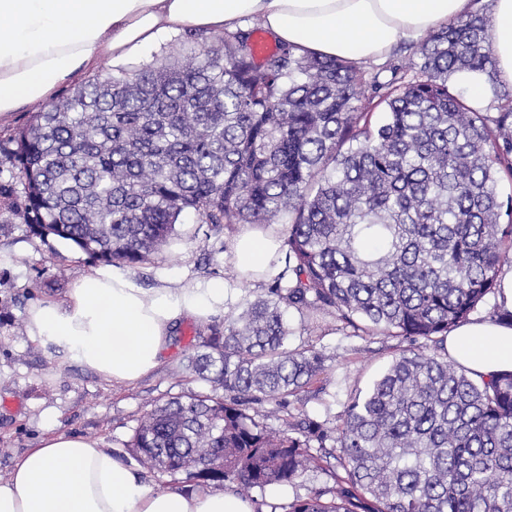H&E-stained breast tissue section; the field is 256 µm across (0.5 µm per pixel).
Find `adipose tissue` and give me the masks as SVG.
I'll return each instance as SVG.
<instances>
[{
	"label": "adipose tissue",
	"mask_w": 512,
	"mask_h": 512,
	"mask_svg": "<svg viewBox=\"0 0 512 512\" xmlns=\"http://www.w3.org/2000/svg\"><path fill=\"white\" fill-rule=\"evenodd\" d=\"M473 0H0V119L67 87L102 60L141 61L172 35L218 37L260 20L299 55L364 64L386 60L400 45L473 12ZM489 48L501 79L512 85V0H493ZM280 246L243 231L232 265L260 280ZM223 282L205 287H139L121 267L75 280L64 301L39 302L27 333L48 338L81 365L117 384L156 369L171 332L187 316L224 307ZM449 356L474 378L512 371V323L461 324L448 335ZM0 512H255L233 492L156 491L100 440L50 433L0 479Z\"/></svg>",
	"instance_id": "1"
}]
</instances>
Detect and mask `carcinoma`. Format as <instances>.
Segmentation results:
<instances>
[{"label":"carcinoma","instance_id":"carcinoma-1","mask_svg":"<svg viewBox=\"0 0 512 512\" xmlns=\"http://www.w3.org/2000/svg\"><path fill=\"white\" fill-rule=\"evenodd\" d=\"M489 11L401 49L387 81L288 46L261 56L250 30L188 33L151 64L75 84L18 134L30 232L109 265L143 262L188 211L217 226L288 216L266 294L204 327L189 356L209 391L151 406L128 444L139 464L245 492L333 458L335 489L286 512H512V372L475 380L443 346L512 261L497 191L512 179V94L492 115L453 83L495 81ZM288 310L409 347L340 424L273 432L259 409L327 372L323 352L288 344ZM332 436L339 454L310 452Z\"/></svg>","mask_w":512,"mask_h":512}]
</instances>
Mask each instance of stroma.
Listing matches in <instances>:
<instances>
[{"label":"stroma","instance_id":"1","mask_svg":"<svg viewBox=\"0 0 512 512\" xmlns=\"http://www.w3.org/2000/svg\"><path fill=\"white\" fill-rule=\"evenodd\" d=\"M34 113L30 106L0 122V477L48 431L99 439L130 461L128 443L150 404L205 389L186 370L199 343L192 319L178 325L158 368L131 385L108 381L61 348L28 335L26 313L33 303L65 300L73 281L99 266L79 248L60 249L58 237L32 235L24 220L23 187L5 158L15 148L14 135ZM240 231L237 225L202 224L194 213H185L169 243L130 271L144 288L223 280L225 311L241 309L263 295L268 283L245 280L233 269L230 254ZM286 317L295 330L291 344L322 350L329 369L324 393L307 394L265 418L273 431L301 415L319 422L337 418L350 395L367 388L402 347L395 337L354 335L330 314L302 316L290 310ZM334 485L331 472L312 469L294 483L252 491L250 498L263 512H285L294 498Z\"/></svg>","mask_w":512,"mask_h":512}]
</instances>
